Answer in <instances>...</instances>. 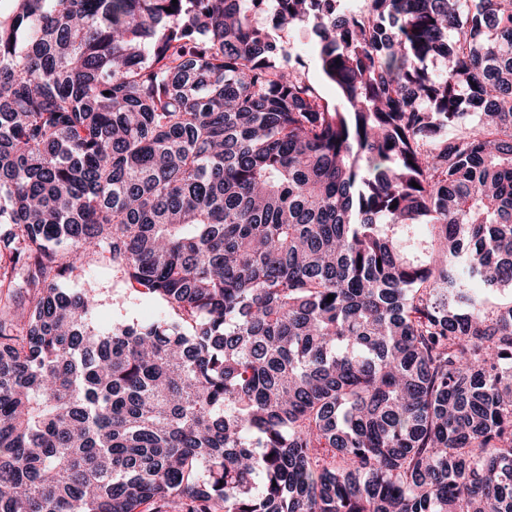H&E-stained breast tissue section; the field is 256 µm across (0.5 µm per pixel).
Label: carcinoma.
I'll return each mask as SVG.
<instances>
[{
	"label": "carcinoma",
	"mask_w": 512,
	"mask_h": 512,
	"mask_svg": "<svg viewBox=\"0 0 512 512\" xmlns=\"http://www.w3.org/2000/svg\"><path fill=\"white\" fill-rule=\"evenodd\" d=\"M8 2L0 512H512V0ZM314 20L310 19L291 32L282 34V41L293 50L292 65L309 78L315 80L321 90L322 95L334 104H342L334 86L326 82L316 65V45L313 34ZM62 288L71 293H89L98 300V319L107 324L127 320L146 322L157 318L161 304L153 300L142 301L130 288L112 278V270L91 266L81 275L65 281Z\"/></svg>",
	"instance_id": "1"
}]
</instances>
